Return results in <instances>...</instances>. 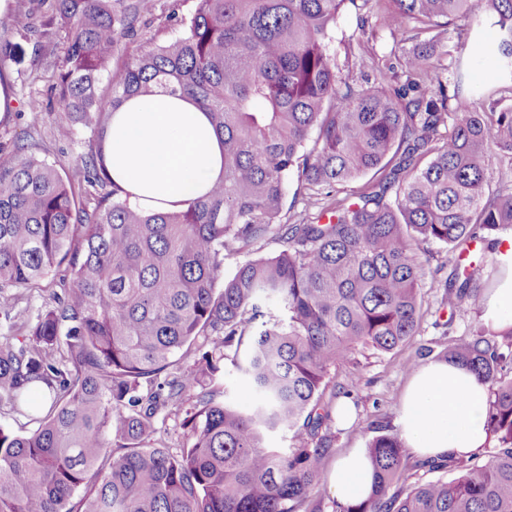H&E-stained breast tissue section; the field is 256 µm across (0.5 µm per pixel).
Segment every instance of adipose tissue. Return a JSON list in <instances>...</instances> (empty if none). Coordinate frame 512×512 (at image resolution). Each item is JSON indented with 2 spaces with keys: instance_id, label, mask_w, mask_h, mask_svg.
I'll return each instance as SVG.
<instances>
[{
  "instance_id": "1",
  "label": "adipose tissue",
  "mask_w": 512,
  "mask_h": 512,
  "mask_svg": "<svg viewBox=\"0 0 512 512\" xmlns=\"http://www.w3.org/2000/svg\"><path fill=\"white\" fill-rule=\"evenodd\" d=\"M108 172L132 205L148 212L186 208L224 176V150L206 112L190 98L155 90L133 96L113 111L104 139ZM495 288L481 317L495 330L512 326V239L501 247ZM486 384L447 360L414 370L403 394L398 427L403 445L418 458H467L488 441ZM374 470L369 452L340 454L328 485L342 505L367 497Z\"/></svg>"
}]
</instances>
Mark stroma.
<instances>
[{
    "label": "stroma",
    "instance_id": "1",
    "mask_svg": "<svg viewBox=\"0 0 512 512\" xmlns=\"http://www.w3.org/2000/svg\"><path fill=\"white\" fill-rule=\"evenodd\" d=\"M197 0H154L149 14L138 16L134 35L127 41L125 53L133 54L144 46L160 44L174 36L180 19L191 16ZM365 23L354 13L341 14L336 26V62L353 82H385L388 91L405 84L408 73L396 35L383 26L377 4L364 11ZM457 32L449 42L447 55L439 60L442 80L453 81L457 70L467 79L497 87V72L490 59H475L473 34L468 20L457 19ZM65 41V33L52 19L47 0H8L6 13L0 15V44L12 45L14 53L6 61L0 76L7 80L14 100L0 114V162L12 155L34 153L62 161L76 192L86 185L80 174L81 159L97 147V137L63 112L44 113L40 122H32L30 108L47 102L55 81L54 64ZM446 247L432 245L424 263L419 299L420 323L414 336L389 352L372 348L358 349L348 360L332 369V383L323 396L330 405L351 401L356 409L352 426L329 420L326 429L330 451L321 463L322 472H330L336 457L349 448L369 447L381 434L398 435L399 405L411 378L408 361L418 359L422 349H430L432 359L442 357L449 340L469 337L482 326L481 300H466L456 313L441 307L444 280L449 273ZM50 303L48 291L16 289L0 299V336L9 335L8 316L35 319Z\"/></svg>",
    "mask_w": 512,
    "mask_h": 512
}]
</instances>
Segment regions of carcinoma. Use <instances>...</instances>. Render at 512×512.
<instances>
[{
	"label": "carcinoma",
	"instance_id": "cac0c4a2",
	"mask_svg": "<svg viewBox=\"0 0 512 512\" xmlns=\"http://www.w3.org/2000/svg\"><path fill=\"white\" fill-rule=\"evenodd\" d=\"M67 40L47 112H66L102 138L111 112L156 87L193 99L224 134V180L177 212L145 214L110 178L102 149L81 159L85 195L64 164L19 153L0 162V295L69 283L37 321L0 342V409L35 425L0 426V512H295L322 478L330 417L321 386L360 346L389 351L419 325L428 246L448 248L442 307L477 292L461 264L472 243L496 249L512 224V192L488 171L512 154V105L484 88L453 89L437 74L433 36L405 57L411 75L391 94L350 81L331 51L343 9L369 0H198L165 45L98 84L152 0H54ZM392 31L420 35L470 18L497 29L487 53L512 90V0H388ZM481 105L476 110L475 105ZM378 175L355 199L338 187ZM309 220L282 221L288 188ZM270 241L225 278L224 258ZM282 304L265 312L267 302ZM195 367L158 381L182 349ZM444 359L488 384L489 460L449 456L408 466L392 435L369 445L371 494L336 512H512V327L448 340ZM242 372L254 402L215 401L217 362ZM156 386L142 391L141 380ZM178 452L155 443L153 417L180 408ZM276 431L287 448L267 446ZM414 474L454 471L450 480Z\"/></svg>",
	"mask_w": 512,
	"mask_h": 512
}]
</instances>
